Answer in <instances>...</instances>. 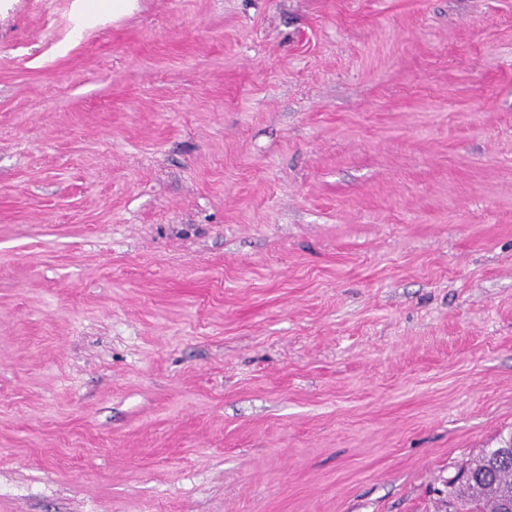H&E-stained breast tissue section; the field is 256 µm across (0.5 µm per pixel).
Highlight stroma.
<instances>
[{
    "label": "stroma",
    "instance_id": "1",
    "mask_svg": "<svg viewBox=\"0 0 512 512\" xmlns=\"http://www.w3.org/2000/svg\"><path fill=\"white\" fill-rule=\"evenodd\" d=\"M512 439V0H0V512H446Z\"/></svg>",
    "mask_w": 512,
    "mask_h": 512
}]
</instances>
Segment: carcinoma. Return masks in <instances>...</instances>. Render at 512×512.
<instances>
[{"instance_id":"cac0c4a2","label":"carcinoma","mask_w":512,"mask_h":512,"mask_svg":"<svg viewBox=\"0 0 512 512\" xmlns=\"http://www.w3.org/2000/svg\"><path fill=\"white\" fill-rule=\"evenodd\" d=\"M450 506L453 512H505L512 497V454L487 448L464 467Z\"/></svg>"}]
</instances>
